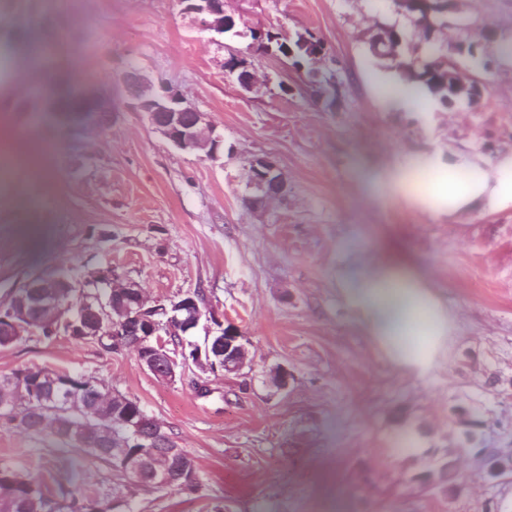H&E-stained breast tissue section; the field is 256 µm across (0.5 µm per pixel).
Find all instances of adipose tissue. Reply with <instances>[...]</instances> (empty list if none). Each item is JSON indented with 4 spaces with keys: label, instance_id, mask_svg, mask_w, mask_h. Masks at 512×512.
Here are the masks:
<instances>
[{
    "label": "adipose tissue",
    "instance_id": "1",
    "mask_svg": "<svg viewBox=\"0 0 512 512\" xmlns=\"http://www.w3.org/2000/svg\"><path fill=\"white\" fill-rule=\"evenodd\" d=\"M28 47H12L7 68L0 70V89L49 81V68H32ZM437 189L449 210L482 198L512 199V159L498 162L494 174L479 172L463 181L438 173ZM347 301L359 312L372 340L398 366L425 370L449 331L446 307L400 257L389 253L369 262L350 288Z\"/></svg>",
    "mask_w": 512,
    "mask_h": 512
}]
</instances>
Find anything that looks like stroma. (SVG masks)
Wrapping results in <instances>:
<instances>
[{"label":"stroma","mask_w":512,"mask_h":512,"mask_svg":"<svg viewBox=\"0 0 512 512\" xmlns=\"http://www.w3.org/2000/svg\"><path fill=\"white\" fill-rule=\"evenodd\" d=\"M473 28L512 39V0H460ZM236 22L202 31L179 0H0V35H43L65 17L51 87L0 95V127L41 141L28 177L0 151V303L38 272L112 266L148 301L204 289L246 347L243 367L187 368L175 381L134 349L107 352L65 334L0 348V375L48 368L138 401L194 458V491L157 492L88 459L83 490L134 512H512V201L448 213L420 206L435 166L492 169L512 157V65L465 67L472 104L396 93L397 70L368 49L379 22L409 28L393 0H224ZM315 37L301 60L257 50L251 34ZM245 59L252 89L228 72ZM135 67L204 112L215 156L172 146L126 104ZM91 84L120 105L110 128L39 123L32 95ZM270 158L282 197L248 204L252 161ZM392 251L448 310L431 365H393L364 332L345 290ZM288 384L272 385L274 370ZM207 394H199L198 385ZM45 483L63 476L49 437L0 426V463Z\"/></svg>","instance_id":"obj_1"}]
</instances>
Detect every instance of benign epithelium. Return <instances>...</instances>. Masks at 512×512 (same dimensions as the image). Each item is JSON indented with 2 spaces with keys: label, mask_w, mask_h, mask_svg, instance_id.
Segmentation results:
<instances>
[{
  "label": "benign epithelium",
  "mask_w": 512,
  "mask_h": 512,
  "mask_svg": "<svg viewBox=\"0 0 512 512\" xmlns=\"http://www.w3.org/2000/svg\"><path fill=\"white\" fill-rule=\"evenodd\" d=\"M187 13L193 15L202 30L223 33L224 28L234 24V20L224 14L222 0H189ZM126 87L135 100L137 110L147 113L151 124L170 143L182 151L202 153L219 141L209 127L204 113L184 101L181 94L168 87L148 89L143 77L134 68L126 73ZM448 87L458 100L472 101L478 90L462 83L457 73L448 72ZM116 109L109 95L99 93L92 87L74 90L64 98H56L45 103L43 111L52 115L56 123L67 126H106L112 123V112ZM284 178L277 165L269 159H259L251 164L248 186L253 195L250 204L262 206L267 200L283 195ZM74 284L64 278L47 279L39 275L31 276L25 283L30 294V302L41 310L55 307L63 289ZM199 309L193 293L178 294L168 300H160L155 305L156 314L147 316L139 306L128 309V318L145 322L140 336L143 348L141 365L150 373L164 380L176 377L180 367L193 362H203L210 369L237 371L239 354L245 347L239 334L231 328L216 329L208 326L205 345H191V350L171 351L163 336L164 317H176Z\"/></svg>",
  "instance_id": "1"
}]
</instances>
